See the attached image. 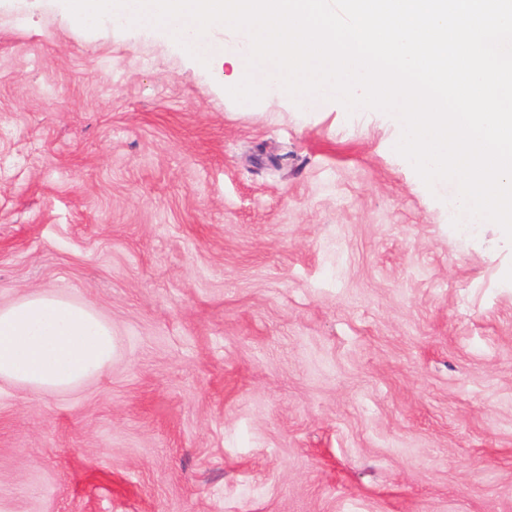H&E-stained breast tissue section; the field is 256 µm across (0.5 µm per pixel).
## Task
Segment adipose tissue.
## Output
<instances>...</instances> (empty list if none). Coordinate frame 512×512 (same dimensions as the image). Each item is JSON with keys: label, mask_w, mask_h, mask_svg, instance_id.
I'll return each instance as SVG.
<instances>
[{"label": "adipose tissue", "mask_w": 512, "mask_h": 512, "mask_svg": "<svg viewBox=\"0 0 512 512\" xmlns=\"http://www.w3.org/2000/svg\"><path fill=\"white\" fill-rule=\"evenodd\" d=\"M114 350L110 324L55 292L0 307V380L36 393L65 390L106 370Z\"/></svg>", "instance_id": "obj_1"}]
</instances>
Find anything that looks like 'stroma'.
I'll use <instances>...</instances> for the list:
<instances>
[{"mask_svg": "<svg viewBox=\"0 0 512 512\" xmlns=\"http://www.w3.org/2000/svg\"><path fill=\"white\" fill-rule=\"evenodd\" d=\"M232 73L0 0V306L116 340L0 381V512H512V241L453 226L396 117ZM112 326L52 291L0 307V380L32 392L68 389L112 363Z\"/></svg>", "mask_w": 512, "mask_h": 512, "instance_id": "35a3bbf8", "label": "stroma"}]
</instances>
